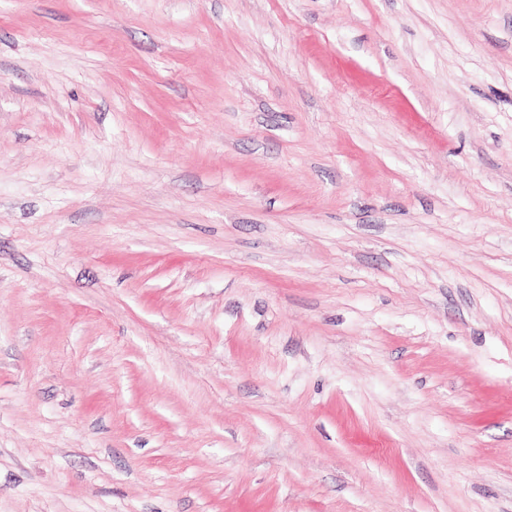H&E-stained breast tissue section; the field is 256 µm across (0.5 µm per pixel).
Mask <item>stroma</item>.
Listing matches in <instances>:
<instances>
[{
  "instance_id": "1",
  "label": "stroma",
  "mask_w": 512,
  "mask_h": 512,
  "mask_svg": "<svg viewBox=\"0 0 512 512\" xmlns=\"http://www.w3.org/2000/svg\"><path fill=\"white\" fill-rule=\"evenodd\" d=\"M0 512H512V0H0Z\"/></svg>"
}]
</instances>
